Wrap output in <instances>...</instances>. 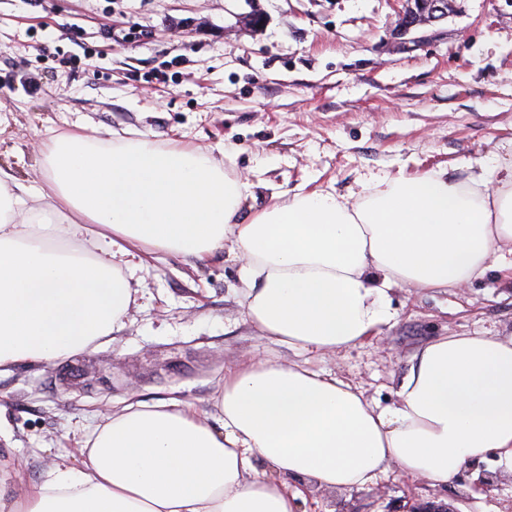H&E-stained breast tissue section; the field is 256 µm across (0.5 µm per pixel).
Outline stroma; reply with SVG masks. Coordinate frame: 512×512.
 <instances>
[{"label": "stroma", "mask_w": 512, "mask_h": 512, "mask_svg": "<svg viewBox=\"0 0 512 512\" xmlns=\"http://www.w3.org/2000/svg\"><path fill=\"white\" fill-rule=\"evenodd\" d=\"M0 0V168L44 184L46 145L176 140L251 183L247 206L300 186L359 193L370 176L447 170L490 181L512 166V0H457L423 44L395 35L397 0ZM135 301L94 348L0 371V478L14 497L81 466L100 415L172 399L211 416L224 373L262 358L336 374L379 407L413 351L438 336L512 338V280L498 267L465 288H394L381 337L334 354L276 344L246 319L240 262L132 250ZM297 512H512V473L492 454L441 487L397 470L332 490L301 478Z\"/></svg>", "instance_id": "1"}]
</instances>
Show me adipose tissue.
<instances>
[{"instance_id": "obj_1", "label": "adipose tissue", "mask_w": 512, "mask_h": 512, "mask_svg": "<svg viewBox=\"0 0 512 512\" xmlns=\"http://www.w3.org/2000/svg\"><path fill=\"white\" fill-rule=\"evenodd\" d=\"M36 190L0 170V368L110 336L134 301L130 248L242 261L261 336L308 352L377 338L393 288H461L512 247V171L365 182L355 200L295 189L245 211L250 186L206 153L146 139L55 137ZM379 408L351 384L256 359L224 375L221 426L176 402L102 415L83 467L60 466L8 512H296L289 479L357 489L397 469L447 485L490 452L512 472V341L441 336ZM269 470L258 473L253 459Z\"/></svg>"}]
</instances>
